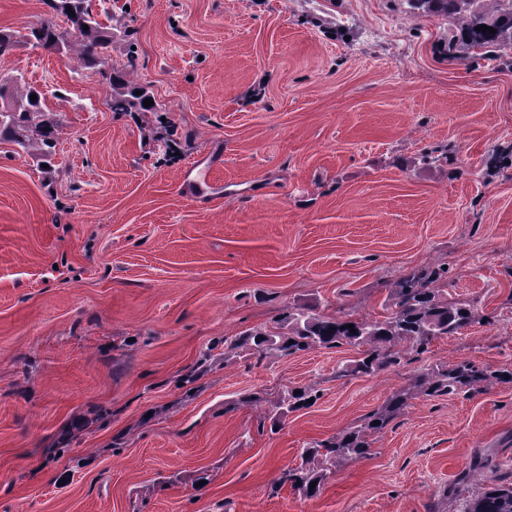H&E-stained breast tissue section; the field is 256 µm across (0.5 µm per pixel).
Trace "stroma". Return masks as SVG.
Masks as SVG:
<instances>
[{
	"label": "stroma",
	"instance_id": "1",
	"mask_svg": "<svg viewBox=\"0 0 512 512\" xmlns=\"http://www.w3.org/2000/svg\"><path fill=\"white\" fill-rule=\"evenodd\" d=\"M99 20L133 34L106 63L134 56L152 128L98 70L31 41L0 59L59 120L51 169L0 142V512H456L475 458L512 474L507 384L411 398L317 496L282 480L429 368L512 370V50L449 49L456 21L406 0H104ZM43 22L64 19L0 0V30ZM427 263L484 321L378 373L350 345L224 346L293 306L383 318Z\"/></svg>",
	"mask_w": 512,
	"mask_h": 512
}]
</instances>
